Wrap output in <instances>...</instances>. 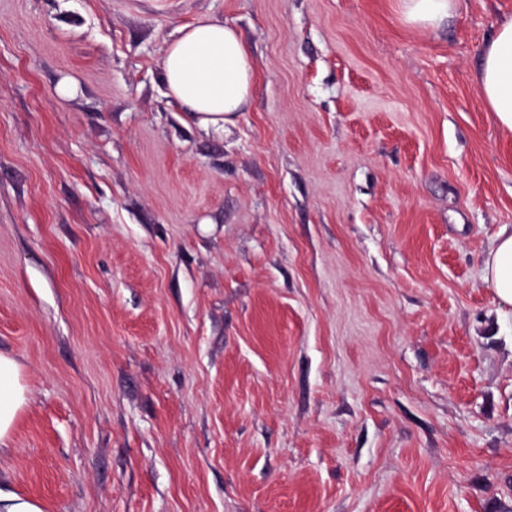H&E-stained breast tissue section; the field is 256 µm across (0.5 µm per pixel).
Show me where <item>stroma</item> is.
I'll list each match as a JSON object with an SVG mask.
<instances>
[{
  "mask_svg": "<svg viewBox=\"0 0 512 512\" xmlns=\"http://www.w3.org/2000/svg\"><path fill=\"white\" fill-rule=\"evenodd\" d=\"M512 0H0V489L45 512H512ZM236 24L225 131L166 47ZM78 84L63 98V77ZM406 20L422 28L433 27L448 20L455 0H402ZM178 32L163 60L168 95L202 128L224 131L246 108L255 80L243 35L234 25L207 18ZM479 94L499 125L512 132V18L500 22L476 71ZM484 278L500 302L512 307V230H503L485 260ZM26 394L20 363L0 353V447L9 446L19 412L26 404Z\"/></svg>",
  "mask_w": 512,
  "mask_h": 512,
  "instance_id": "1",
  "label": "stroma"
}]
</instances>
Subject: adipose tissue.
<instances>
[{
  "instance_id": "ef3b65f1",
  "label": "adipose tissue",
  "mask_w": 512,
  "mask_h": 512,
  "mask_svg": "<svg viewBox=\"0 0 512 512\" xmlns=\"http://www.w3.org/2000/svg\"><path fill=\"white\" fill-rule=\"evenodd\" d=\"M163 82L199 126L223 130L246 108L255 80L250 51L238 28L206 18L180 27L168 43ZM479 94L499 125L512 132V18L500 22L476 71ZM484 278L512 307V231L500 232L484 264ZM27 400L20 363L0 353V447H8Z\"/></svg>"
}]
</instances>
